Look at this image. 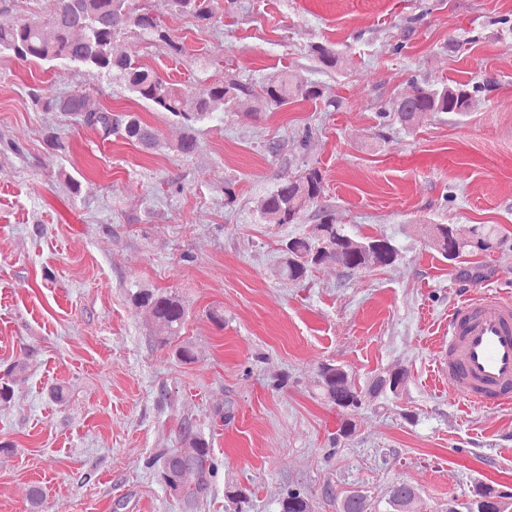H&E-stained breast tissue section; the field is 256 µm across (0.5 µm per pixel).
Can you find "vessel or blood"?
Wrapping results in <instances>:
<instances>
[{"label": "vessel or blood", "mask_w": 512, "mask_h": 512, "mask_svg": "<svg viewBox=\"0 0 512 512\" xmlns=\"http://www.w3.org/2000/svg\"><path fill=\"white\" fill-rule=\"evenodd\" d=\"M438 361L452 392L476 408L512 405V301L484 292L448 312Z\"/></svg>", "instance_id": "1"}]
</instances>
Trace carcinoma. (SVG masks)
<instances>
[{
    "label": "carcinoma",
    "instance_id": "carcinoma-1",
    "mask_svg": "<svg viewBox=\"0 0 512 512\" xmlns=\"http://www.w3.org/2000/svg\"><path fill=\"white\" fill-rule=\"evenodd\" d=\"M167 13L192 14L201 21L213 17L210 0H162ZM133 35L143 42L164 41L176 53L181 51L169 31L146 7L137 8L131 0H54V8L47 24L40 19H26L10 27L0 26V53H8L19 60H36L65 67L97 70L124 83L126 90L137 100L149 103L155 110L166 112L185 129L176 150L191 154L197 149L195 126L205 121H222L224 113L215 111V104L229 106L241 95L250 93L249 86L236 79L202 84L185 91L161 78L154 70L142 67L126 56L112 52L113 41L121 35ZM311 52L326 68L346 67L348 59L338 56L323 45H314ZM195 94V111L183 109L186 92ZM482 91L480 83L455 81L427 82L413 85L409 93L396 101L394 111L401 124L413 125L423 114L434 112H468L476 94ZM322 91L314 85L298 82L289 71L271 76L263 90L262 110L276 112L293 101L317 99ZM34 102L48 111L79 118L82 124L94 128L108 138L120 135L124 139L151 150L158 145L159 135L134 112L114 114L110 111H89L85 97L73 93L56 98L43 93L33 94ZM323 175L319 168L309 167L296 174L278 178L260 210L265 224H295L303 213L316 208L319 223L308 231L281 241L280 269L290 281H302L309 273L323 265H335L342 272L377 269L391 266L401 259L399 248L389 239L358 236L348 232L346 225L336 223L330 205L323 199ZM413 231L424 238L441 256L453 261L451 252L459 255L474 250L492 248L494 229L475 224L462 229L453 224H415ZM136 309L150 311L155 324L157 345H175V355L181 362L191 364L198 355L192 344L178 342L187 317L183 300L176 294L154 288L139 287L130 294ZM405 369L384 370L371 377L363 388L356 386L345 366L323 363L317 373V388L321 399L344 410L359 408L364 398L373 400L399 397L409 381ZM186 450H173L163 455L158 476L169 493L195 503L209 492L217 466L211 448L191 426L182 428ZM298 500L292 509L284 500L278 501V512H312L307 494L296 491ZM224 497L234 505L233 512H242L247 501L246 489L236 484L225 487ZM418 493L405 484L393 486L386 498L391 512L393 504L403 505V512H413ZM339 512H369L368 495L361 492L343 497Z\"/></svg>",
    "mask_w": 512,
    "mask_h": 512
}]
</instances>
